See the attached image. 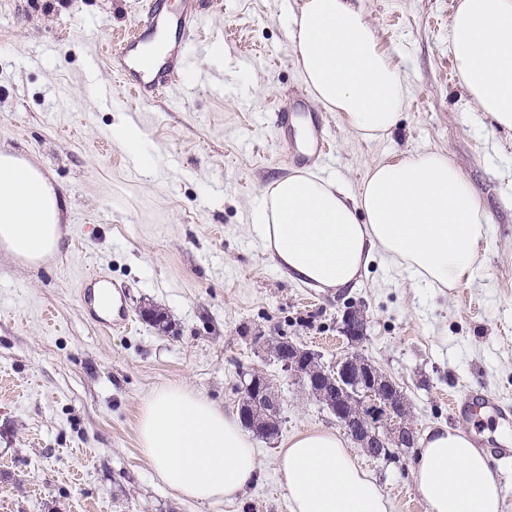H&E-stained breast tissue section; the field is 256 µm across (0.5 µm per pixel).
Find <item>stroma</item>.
<instances>
[{
    "mask_svg": "<svg viewBox=\"0 0 512 512\" xmlns=\"http://www.w3.org/2000/svg\"><path fill=\"white\" fill-rule=\"evenodd\" d=\"M139 2L0 0V147L68 202L60 254L24 268L0 250V512H289L278 449L337 422L262 337L291 338L327 366L351 353L373 363L404 394L416 434L437 423L477 444L511 434L492 412L461 419L448 405L476 388L512 406V131L479 112L454 73L457 0H358L409 94L398 125L376 140L320 112L331 153L317 171L344 177L356 194L373 164L448 152L489 212L477 274L438 291L378 256L359 286L338 292L284 278L251 230L264 189L295 170L270 119L310 94L287 29L301 0H223L221 15L202 20L206 49L194 62L222 66L223 91L187 77L133 119L95 56L138 22ZM129 121L150 167L112 139L113 125ZM95 271L101 286L121 288L105 311L82 292ZM354 311L364 338L350 344L340 327ZM122 312L132 330L101 324ZM157 312L168 330L153 323ZM255 371L282 399L278 434L254 440L258 480L231 501L183 500L139 447L144 398L185 384L234 409ZM354 453L393 512H425L414 449Z\"/></svg>",
    "mask_w": 512,
    "mask_h": 512,
    "instance_id": "stroma-1",
    "label": "stroma"
}]
</instances>
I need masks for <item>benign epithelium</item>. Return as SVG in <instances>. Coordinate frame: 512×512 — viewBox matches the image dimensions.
<instances>
[{
    "mask_svg": "<svg viewBox=\"0 0 512 512\" xmlns=\"http://www.w3.org/2000/svg\"><path fill=\"white\" fill-rule=\"evenodd\" d=\"M281 366L301 380L306 377L304 360L298 351ZM321 373L325 385L311 392L334 412L340 425L360 447L382 445L387 436L398 447L406 444L412 435L409 409L386 374L356 355L341 358L335 367L323 369ZM239 407L243 422L248 424L258 412L269 415L279 412L280 400L266 390L263 376L254 374L243 385Z\"/></svg>",
    "mask_w": 512,
    "mask_h": 512,
    "instance_id": "7a95c632",
    "label": "benign epithelium"
}]
</instances>
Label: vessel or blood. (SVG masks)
<instances>
[{
	"label": "vessel or blood",
	"instance_id": "1",
	"mask_svg": "<svg viewBox=\"0 0 512 512\" xmlns=\"http://www.w3.org/2000/svg\"><path fill=\"white\" fill-rule=\"evenodd\" d=\"M218 12V0H181L178 11H169L165 0H143L141 18L135 28L124 35L116 47L106 49L105 62L123 88L138 103L166 96L191 70V38L198 29L203 10ZM301 120L308 128L307 137L291 143L292 152L304 157L326 158L330 141L311 113L292 115L275 113L276 131L288 128L292 120ZM451 410L459 416L474 414L481 408L496 409L493 401L478 402L472 392L463 391L448 399Z\"/></svg>",
	"mask_w": 512,
	"mask_h": 512
}]
</instances>
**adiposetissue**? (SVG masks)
Returning a JSON list of instances; mask_svg holds the SVG:
<instances>
[{
	"instance_id": "1",
	"label": "adipose tissue",
	"mask_w": 512,
	"mask_h": 512,
	"mask_svg": "<svg viewBox=\"0 0 512 512\" xmlns=\"http://www.w3.org/2000/svg\"><path fill=\"white\" fill-rule=\"evenodd\" d=\"M288 36L314 101L365 140L397 125L409 88L354 0H302ZM449 43L461 85L496 126L512 130V0H458ZM64 202L26 159L0 151V247L23 266L60 253ZM489 215L447 152L426 149L372 165L358 194L297 171L269 185L253 231L288 279L323 291L355 285L375 254L429 288L470 281ZM139 446L185 500H231L258 473L236 412L186 385L151 392ZM290 512H392L390 500L331 429H306L279 452ZM412 478L426 512H501L489 458L462 430L429 428Z\"/></svg>"
}]
</instances>
